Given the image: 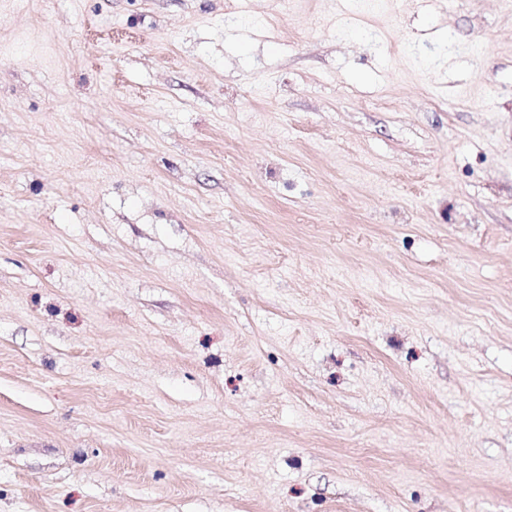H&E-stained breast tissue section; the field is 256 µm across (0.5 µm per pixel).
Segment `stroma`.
<instances>
[{
    "mask_svg": "<svg viewBox=\"0 0 512 512\" xmlns=\"http://www.w3.org/2000/svg\"><path fill=\"white\" fill-rule=\"evenodd\" d=\"M0 512H512V0H0Z\"/></svg>",
    "mask_w": 512,
    "mask_h": 512,
    "instance_id": "35a3bbf8",
    "label": "stroma"
}]
</instances>
